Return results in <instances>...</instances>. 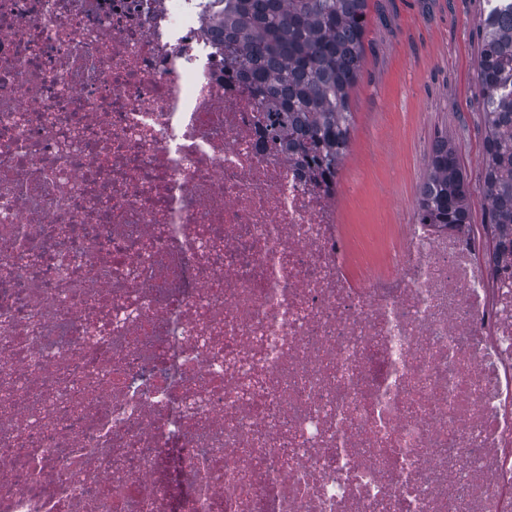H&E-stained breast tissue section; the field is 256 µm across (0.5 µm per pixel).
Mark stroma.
Returning a JSON list of instances; mask_svg holds the SVG:
<instances>
[{
	"label": "stroma",
	"mask_w": 512,
	"mask_h": 512,
	"mask_svg": "<svg viewBox=\"0 0 512 512\" xmlns=\"http://www.w3.org/2000/svg\"><path fill=\"white\" fill-rule=\"evenodd\" d=\"M479 0H368L364 60L351 90L354 123L336 193L337 221L376 236L355 271H385L393 236L381 224L416 217L434 140L448 135L472 186L484 168L478 91Z\"/></svg>",
	"instance_id": "stroma-1"
}]
</instances>
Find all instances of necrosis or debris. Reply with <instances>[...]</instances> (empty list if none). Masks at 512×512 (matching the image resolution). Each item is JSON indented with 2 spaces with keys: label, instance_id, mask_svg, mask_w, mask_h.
I'll return each instance as SVG.
<instances>
[{
  "label": "necrosis or debris",
  "instance_id": "necrosis-or-debris-1",
  "mask_svg": "<svg viewBox=\"0 0 512 512\" xmlns=\"http://www.w3.org/2000/svg\"><path fill=\"white\" fill-rule=\"evenodd\" d=\"M212 0H0V512H512V252L334 199ZM395 239L389 233L378 235L375 247L368 252H360L354 259V270L362 272L372 269L377 272L387 271L385 265V254L392 248Z\"/></svg>",
  "mask_w": 512,
  "mask_h": 512
}]
</instances>
